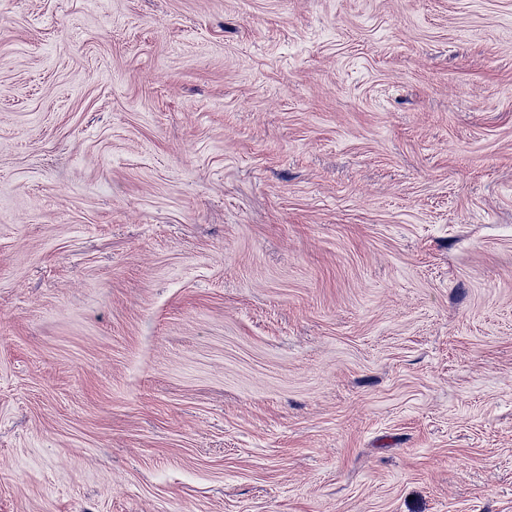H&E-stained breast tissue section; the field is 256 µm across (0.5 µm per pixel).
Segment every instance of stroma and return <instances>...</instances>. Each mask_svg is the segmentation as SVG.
Wrapping results in <instances>:
<instances>
[{"label": "stroma", "mask_w": 512, "mask_h": 512, "mask_svg": "<svg viewBox=\"0 0 512 512\" xmlns=\"http://www.w3.org/2000/svg\"><path fill=\"white\" fill-rule=\"evenodd\" d=\"M0 512H512V0H0Z\"/></svg>", "instance_id": "1"}]
</instances>
